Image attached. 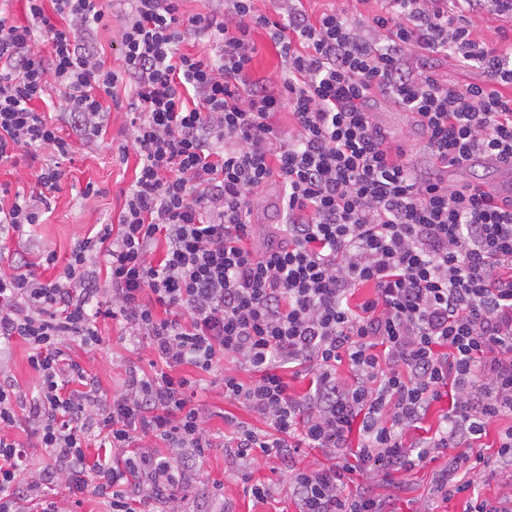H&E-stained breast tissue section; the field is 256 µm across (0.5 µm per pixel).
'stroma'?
I'll return each instance as SVG.
<instances>
[{
  "instance_id": "35a3bbf8",
  "label": "stroma",
  "mask_w": 512,
  "mask_h": 512,
  "mask_svg": "<svg viewBox=\"0 0 512 512\" xmlns=\"http://www.w3.org/2000/svg\"><path fill=\"white\" fill-rule=\"evenodd\" d=\"M101 5L106 14V25L99 28L95 43L107 66L118 70L122 67L118 45L119 17L126 4L124 0H102ZM252 38L256 45L250 66L252 79L268 87L280 86L285 70L266 31L256 29ZM374 110L395 140L416 149L418 164L428 167L429 158L421 151L423 136L408 113L382 97L375 101ZM122 146L128 149L123 159L118 156ZM134 146V131L120 117L113 119L102 136L77 143L72 158L61 164L64 178L60 191L51 200V214L31 236L15 239L0 261L7 265L21 261L38 264L52 253L57 261L44 270L43 276L47 279L59 276L77 239L98 231L101 225L117 222L125 201L123 192L135 178L138 157ZM89 184L94 186L95 193L87 198L83 191ZM100 330L105 338L100 347L89 350L73 342L69 345V355L87 372L96 375L102 390L110 396L122 389L128 366L147 367L153 353L146 338L126 336L115 321L102 320ZM228 374L243 380L249 377L238 362L228 358L221 371L205 376L203 388L198 393L199 400L209 412L206 427L218 437L228 429L224 421L228 413L256 426L261 423L257 415L225 403L223 380ZM434 470V464L430 463L406 476L398 512H463L464 496H456L446 503L431 496L429 489ZM257 475L271 480L276 486L275 495L263 502L248 497L237 477L232 456L217 449L206 457L200 471L187 477L175 499L152 501L148 508L150 512H298L288 494V474L283 464L273 459L263 461ZM215 480L224 485L222 496L212 493L210 484Z\"/></svg>"
}]
</instances>
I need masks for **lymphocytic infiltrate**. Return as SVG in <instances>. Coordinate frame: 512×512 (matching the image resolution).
<instances>
[{"mask_svg":"<svg viewBox=\"0 0 512 512\" xmlns=\"http://www.w3.org/2000/svg\"><path fill=\"white\" fill-rule=\"evenodd\" d=\"M182 2L131 0L118 71L92 43L100 0H25L23 24L0 14V164L43 160L33 191L0 184V246L44 223L61 159L75 138L101 135L121 86L139 156L117 225L76 240L61 275L0 266V352L23 341L34 372L29 396L0 365V512L28 500L60 512L42 492L59 476L72 494L107 498L109 512L174 496L216 446L199 377L227 357L252 379L225 376V401L266 423L236 422L223 443L254 499L274 494L254 472L275 458L298 512H397L401 476L436 461L434 497L512 512V490L478 493L484 455L463 454L491 423L512 421V198L442 175L480 154L512 165V54L473 36L484 11L512 16V0H381L365 37L337 11L274 20L255 0H224L219 22L185 15ZM259 27L285 69L276 89L249 75ZM191 36L217 52H181ZM448 53L481 82L440 81L423 57ZM52 83L72 137L39 110ZM380 95L420 127L431 169L374 121ZM284 110L292 123L281 127ZM273 178L285 221L263 235L251 203ZM368 285L372 296L353 303ZM102 318L147 337L157 357L130 367L108 400L65 350L100 346ZM184 365L197 377L179 374ZM290 369L311 374L304 397L290 393ZM446 394L433 435L410 439ZM23 422L53 469L28 472L11 437ZM94 436L111 459L88 458ZM302 448L322 463L296 467ZM380 482L393 494L375 495Z\"/></svg>","mask_w":512,"mask_h":512,"instance_id":"lymphocytic-infiltrate-1","label":"lymphocytic infiltrate"}]
</instances>
